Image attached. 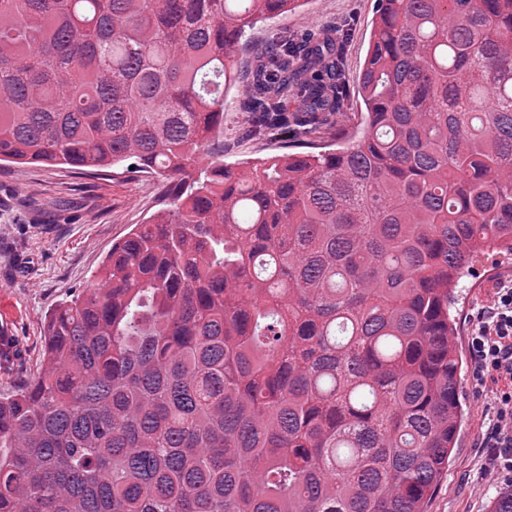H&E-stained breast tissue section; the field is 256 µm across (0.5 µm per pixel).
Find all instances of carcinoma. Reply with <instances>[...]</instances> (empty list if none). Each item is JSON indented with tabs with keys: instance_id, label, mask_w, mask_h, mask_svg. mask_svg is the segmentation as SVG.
<instances>
[{
	"instance_id": "obj_1",
	"label": "carcinoma",
	"mask_w": 512,
	"mask_h": 512,
	"mask_svg": "<svg viewBox=\"0 0 512 512\" xmlns=\"http://www.w3.org/2000/svg\"><path fill=\"white\" fill-rule=\"evenodd\" d=\"M300 2L0 0V162L160 183L0 399V512H426L456 290L512 253V0H377L353 133L336 29L282 33L253 130L336 148L231 167L235 53Z\"/></svg>"
}]
</instances>
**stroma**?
Segmentation results:
<instances>
[{
    "instance_id": "obj_1",
    "label": "stroma",
    "mask_w": 512,
    "mask_h": 512,
    "mask_svg": "<svg viewBox=\"0 0 512 512\" xmlns=\"http://www.w3.org/2000/svg\"><path fill=\"white\" fill-rule=\"evenodd\" d=\"M374 19L375 0H303L296 11L249 29L236 62L240 71H247L254 47L281 32L309 35L324 26H341L347 31L342 77L353 89L364 67ZM247 88V82H240L224 99L225 162L249 166L298 152L293 134L253 133L243 107ZM157 193V180L135 170L115 174L108 169L85 172L64 165L0 163V397L40 372L47 313L90 285L113 243L156 210ZM510 275L512 255H484L458 287L450 313L457 326L466 418L427 512H488L492 498L508 483L507 478L483 473L480 442L487 428L485 407L493 393L475 385L468 337L477 311L489 304L499 279Z\"/></svg>"
}]
</instances>
